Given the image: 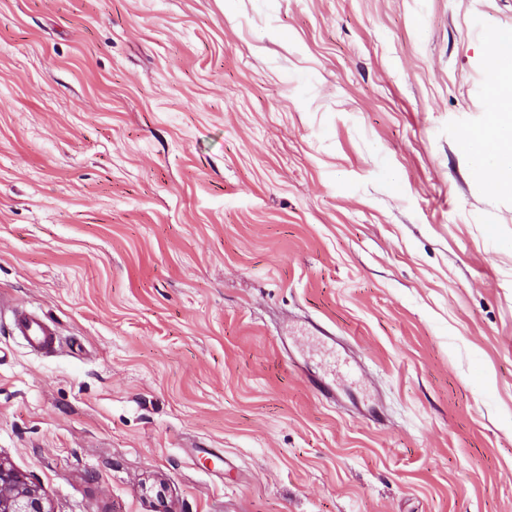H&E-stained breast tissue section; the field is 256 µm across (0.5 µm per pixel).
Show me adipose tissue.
I'll use <instances>...</instances> for the list:
<instances>
[{
  "label": "adipose tissue",
  "instance_id": "ef3b65f1",
  "mask_svg": "<svg viewBox=\"0 0 512 512\" xmlns=\"http://www.w3.org/2000/svg\"><path fill=\"white\" fill-rule=\"evenodd\" d=\"M504 47L502 34H495L489 52L491 110L486 125L469 135L468 146L483 181L512 196V63H503Z\"/></svg>",
  "mask_w": 512,
  "mask_h": 512
}]
</instances>
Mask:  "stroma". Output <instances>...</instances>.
Listing matches in <instances>:
<instances>
[{"label":"stroma","mask_w":512,"mask_h":512,"mask_svg":"<svg viewBox=\"0 0 512 512\" xmlns=\"http://www.w3.org/2000/svg\"><path fill=\"white\" fill-rule=\"evenodd\" d=\"M501 29L0 0V456L54 512H512V197L467 143ZM12 331L36 352L46 351L56 344V331L53 325L31 311L13 312Z\"/></svg>","instance_id":"stroma-1"}]
</instances>
